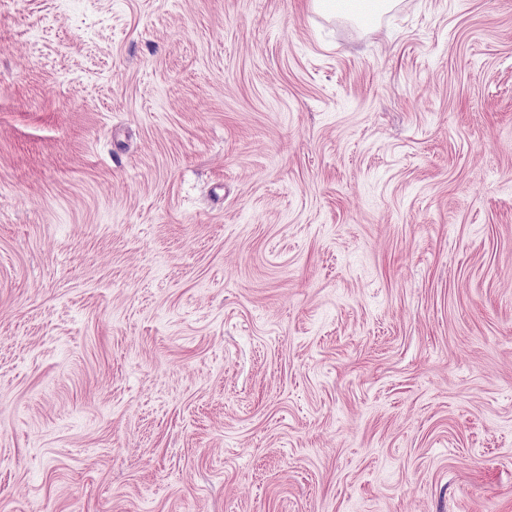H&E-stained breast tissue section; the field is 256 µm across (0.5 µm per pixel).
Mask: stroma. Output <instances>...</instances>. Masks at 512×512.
Returning a JSON list of instances; mask_svg holds the SVG:
<instances>
[{
  "label": "stroma",
  "mask_w": 512,
  "mask_h": 512,
  "mask_svg": "<svg viewBox=\"0 0 512 512\" xmlns=\"http://www.w3.org/2000/svg\"><path fill=\"white\" fill-rule=\"evenodd\" d=\"M0 512H512V0H0Z\"/></svg>",
  "instance_id": "1"
}]
</instances>
